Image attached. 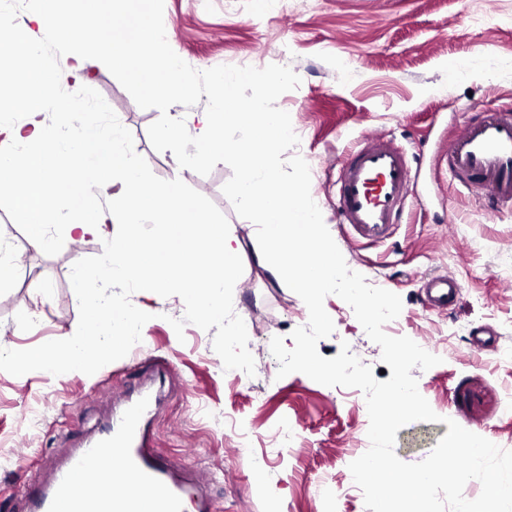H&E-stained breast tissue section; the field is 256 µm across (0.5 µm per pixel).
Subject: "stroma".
<instances>
[{
  "label": "stroma",
  "instance_id": "obj_1",
  "mask_svg": "<svg viewBox=\"0 0 512 512\" xmlns=\"http://www.w3.org/2000/svg\"><path fill=\"white\" fill-rule=\"evenodd\" d=\"M164 25L174 52L193 68L222 64L290 67L300 86L276 105L299 138L294 152L310 167L311 195L349 269L400 296L388 335L406 336L441 357L413 369L420 393L438 414L398 430L395 453L425 459L454 420L512 450V207L497 212L453 182L441 159L449 138L480 109L512 106V0H165ZM86 86L97 90L132 134L135 152L164 180L181 179L209 198L243 243L244 271L233 307L245 322L254 375L225 370L213 331L186 325L180 297L131 295L151 313L141 340L93 375L0 371V512H12L24 486L46 474L69 445L98 434L146 372L165 371L151 444L167 459L203 475L215 512H366L349 464L370 446L365 396L295 372L278 377L270 350L308 322V309L282 278L256 261L255 225L222 192L232 171L217 164L202 176L156 151L148 137L158 119L140 108L107 68L91 61ZM381 138L406 151L412 166L405 214L388 239L353 238L336 208L338 175L350 150ZM117 232L115 218L99 234L66 238L54 256L30 246L0 209V260L15 263L0 287V347L28 349L71 337L78 301L73 264L102 254ZM449 274L462 285L451 309L429 308L424 278ZM324 307L334 333L319 351L337 356L341 343L372 371L381 349L351 307L330 295ZM494 347H478L477 331Z\"/></svg>",
  "mask_w": 512,
  "mask_h": 512
}]
</instances>
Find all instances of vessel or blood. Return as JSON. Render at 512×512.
Listing matches in <instances>:
<instances>
[{"mask_svg": "<svg viewBox=\"0 0 512 512\" xmlns=\"http://www.w3.org/2000/svg\"><path fill=\"white\" fill-rule=\"evenodd\" d=\"M447 170L477 197L512 205V107L484 110L453 136ZM411 169L406 153L376 139L353 149L339 176L338 209L355 235L388 237L404 209ZM426 299L448 308L461 295L458 281L430 276ZM151 394H140L113 415L101 436L73 449L44 484L23 494L26 512H184L188 479L147 446Z\"/></svg>", "mask_w": 512, "mask_h": 512, "instance_id": "b4317fda", "label": "vessel or blood"}]
</instances>
